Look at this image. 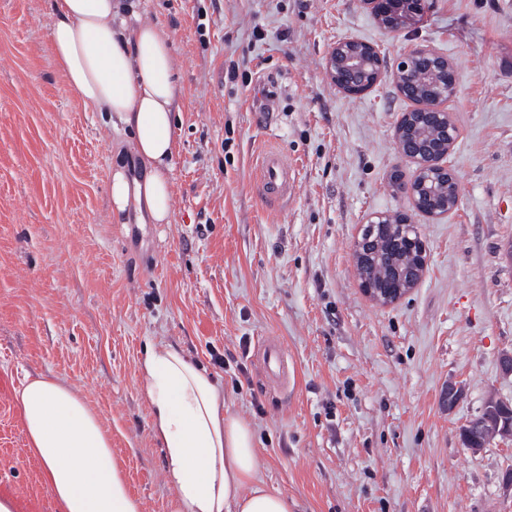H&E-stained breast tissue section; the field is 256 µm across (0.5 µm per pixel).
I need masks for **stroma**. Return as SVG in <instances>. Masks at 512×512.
Here are the masks:
<instances>
[{
  "label": "stroma",
  "mask_w": 512,
  "mask_h": 512,
  "mask_svg": "<svg viewBox=\"0 0 512 512\" xmlns=\"http://www.w3.org/2000/svg\"><path fill=\"white\" fill-rule=\"evenodd\" d=\"M123 6L163 31L176 62L167 224L113 213L128 135L66 91L48 0H0V370L79 387L144 512H170L174 495L139 390L158 341L223 387L291 512H512V441L474 451L461 435L488 399L512 403V0H427L396 34L367 0ZM342 39L374 44L390 67L430 45L460 77V201L415 215L427 268L388 305L362 290L354 253L369 215L409 207L390 182L416 174L395 136L408 104L388 79L338 90L327 60ZM270 145L295 168L272 204L256 181ZM264 344L280 347L286 378L268 376ZM2 459L18 512H56L11 393Z\"/></svg>",
  "instance_id": "35a3bbf8"
}]
</instances>
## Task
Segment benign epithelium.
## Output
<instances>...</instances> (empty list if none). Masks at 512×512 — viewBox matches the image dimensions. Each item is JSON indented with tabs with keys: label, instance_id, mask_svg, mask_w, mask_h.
Segmentation results:
<instances>
[{
	"label": "benign epithelium",
	"instance_id": "1",
	"mask_svg": "<svg viewBox=\"0 0 512 512\" xmlns=\"http://www.w3.org/2000/svg\"><path fill=\"white\" fill-rule=\"evenodd\" d=\"M427 0H368L379 16L383 26L391 33L399 32L412 23L420 21ZM328 70L336 88L349 95H362L372 90L385 77L395 83L402 96L412 103V108L400 113L395 131L400 154L417 166L416 176L421 184L444 177L456 180L449 166V155L460 134L459 127L451 118L450 103L459 89L456 68L432 47L419 44L407 50L390 71L384 66L383 57L372 44L353 39L336 43L328 57ZM436 78L433 94L426 100L419 98L417 79L421 76ZM425 120L436 133L435 142L420 145L410 137L413 118ZM411 207L422 214L442 216L453 211L458 202L439 207L432 200L418 197L413 190L407 191ZM369 224H413L407 213H379L367 219ZM365 292L378 302L389 303L402 296L400 288H374L364 284ZM501 411V416H485L483 420V443L496 438L512 439V405L490 399L484 410Z\"/></svg>",
	"mask_w": 512,
	"mask_h": 512
}]
</instances>
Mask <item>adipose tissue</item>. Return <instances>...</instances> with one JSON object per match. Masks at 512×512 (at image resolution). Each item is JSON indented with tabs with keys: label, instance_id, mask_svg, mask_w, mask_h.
Here are the masks:
<instances>
[{
	"label": "adipose tissue",
	"instance_id": "1",
	"mask_svg": "<svg viewBox=\"0 0 512 512\" xmlns=\"http://www.w3.org/2000/svg\"><path fill=\"white\" fill-rule=\"evenodd\" d=\"M119 0H50L49 45L66 86L83 104L114 114L132 131L128 151L143 165L112 169L114 211L136 206L154 224L169 221L177 86L168 38L154 25L116 22ZM140 391L150 433L175 491L173 512H289L288 499L261 475L254 434L224 407V391L182 350L149 345ZM15 399L28 449L57 512H143L112 435L82 391L67 380L26 376Z\"/></svg>",
	"mask_w": 512,
	"mask_h": 512
}]
</instances>
